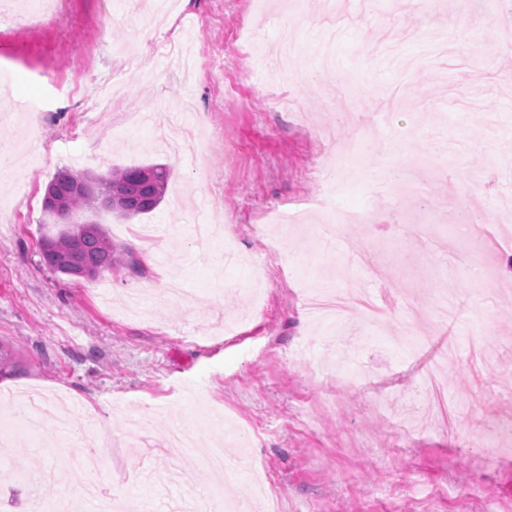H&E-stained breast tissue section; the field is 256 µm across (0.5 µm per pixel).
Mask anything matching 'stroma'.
Wrapping results in <instances>:
<instances>
[{"label": "stroma", "mask_w": 512, "mask_h": 512, "mask_svg": "<svg viewBox=\"0 0 512 512\" xmlns=\"http://www.w3.org/2000/svg\"><path fill=\"white\" fill-rule=\"evenodd\" d=\"M444 2L350 0L336 22L326 0H174L157 28L152 0H71L41 32L0 25V144L32 157L0 175V350L14 361L0 398L65 400L73 454L100 461L60 463L1 411L25 472L0 481V512L78 506L96 484L124 512H185L215 484L237 512H512L498 431L512 422V8ZM283 38L304 86L273 78ZM195 118L199 148L220 139L224 162L197 168L158 138ZM353 137L373 168L339 202L371 196L379 222L328 238L311 204ZM152 163L170 170L154 211L73 217L103 225L114 268L84 280L42 264L61 230L43 208L56 174ZM398 163L414 182L376 191L375 169ZM308 280L372 294L436 338L408 345L358 308L316 319ZM435 362L450 414L415 431ZM175 426L199 443L174 461L159 445ZM217 438L222 482L205 463Z\"/></svg>", "instance_id": "obj_1"}]
</instances>
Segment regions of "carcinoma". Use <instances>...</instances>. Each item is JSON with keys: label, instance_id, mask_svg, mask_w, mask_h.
Listing matches in <instances>:
<instances>
[{"label": "carcinoma", "instance_id": "1", "mask_svg": "<svg viewBox=\"0 0 512 512\" xmlns=\"http://www.w3.org/2000/svg\"><path fill=\"white\" fill-rule=\"evenodd\" d=\"M75 178L81 179L83 175L67 169L55 177L59 182L55 206L70 215L96 201L92 191H71L65 180ZM168 179L169 170L165 166L145 164L114 168L97 182L112 194L113 199L120 201L114 211L129 217L155 210L162 202ZM47 241L48 250L43 254L42 262L49 269L67 276L78 277L87 272L96 275L112 268L118 261L119 251L100 224L93 225L92 232L82 236L70 229L58 236L47 237Z\"/></svg>", "mask_w": 512, "mask_h": 512}]
</instances>
